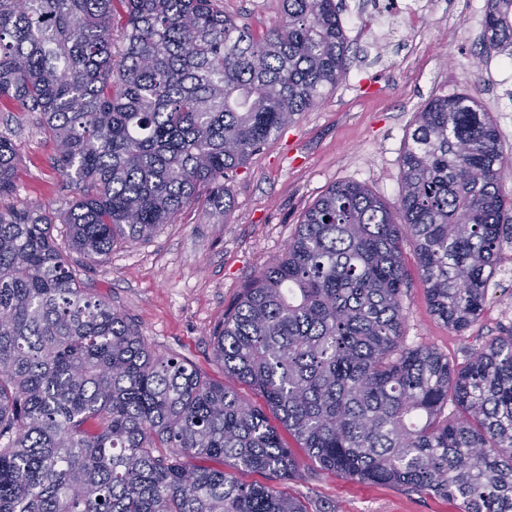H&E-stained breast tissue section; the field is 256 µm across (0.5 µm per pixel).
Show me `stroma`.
<instances>
[{
  "instance_id": "35a3bbf8",
  "label": "stroma",
  "mask_w": 512,
  "mask_h": 512,
  "mask_svg": "<svg viewBox=\"0 0 512 512\" xmlns=\"http://www.w3.org/2000/svg\"><path fill=\"white\" fill-rule=\"evenodd\" d=\"M380 0H343L352 50L346 74L308 112L255 151L229 182L227 213L185 209L148 239L120 243L103 262L81 267L83 287L128 314L160 356L185 359L223 381L213 331L245 284L282 253L302 213L339 182L367 186L388 205L399 197L400 159L421 106L435 95L467 93L496 120L506 162L500 185L512 195V60L485 51V0H400L411 19L386 18ZM239 25L261 33L281 17V0H222ZM0 134L19 149L13 194L0 210L65 212L74 192L56 170L39 115L0 104ZM407 274L404 341L428 344L452 365L512 328V286L492 279L480 318L463 334L431 313L412 242L402 245ZM294 455L304 475L285 489L318 512H457L456 503L403 485L351 480Z\"/></svg>"
}]
</instances>
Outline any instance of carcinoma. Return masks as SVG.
I'll return each instance as SVG.
<instances>
[{
	"mask_svg": "<svg viewBox=\"0 0 512 512\" xmlns=\"http://www.w3.org/2000/svg\"><path fill=\"white\" fill-rule=\"evenodd\" d=\"M482 41L512 60V0H487ZM350 49L336 0H282L261 35L219 0H0V100L39 113L77 191L61 216L0 211V512H310L280 490L303 468L270 413L324 470L512 512V330L461 367L403 341V242L456 333L512 246L499 129L470 95L416 113L397 211L334 184L213 332L261 404L153 353L53 243L65 224L95 264L203 189L228 210L229 174L338 85ZM18 159L0 135V197Z\"/></svg>",
	"mask_w": 512,
	"mask_h": 512,
	"instance_id": "cac0c4a2",
	"label": "carcinoma"
}]
</instances>
